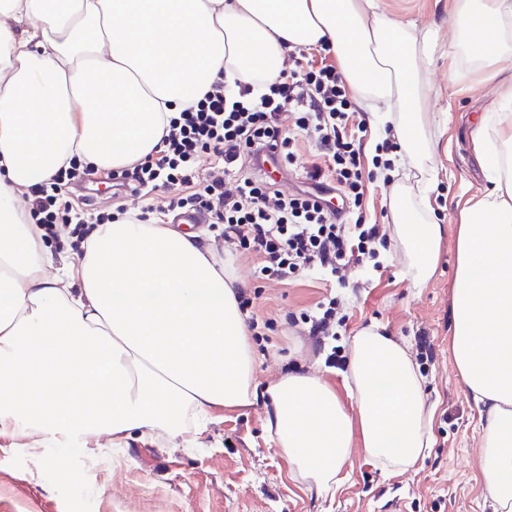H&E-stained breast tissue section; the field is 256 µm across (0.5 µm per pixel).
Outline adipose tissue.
Instances as JSON below:
<instances>
[{"label": "adipose tissue", "instance_id": "1", "mask_svg": "<svg viewBox=\"0 0 512 512\" xmlns=\"http://www.w3.org/2000/svg\"><path fill=\"white\" fill-rule=\"evenodd\" d=\"M512 0H474L466 36L512 61ZM328 45L354 99L382 103L404 151L424 139L427 37L375 0H0V422L75 439L119 441L148 427L179 437L218 408L252 404V348L233 281L195 233L99 225L75 261L53 257L15 205L70 159L120 168L155 152L173 113L217 80L227 92L278 80L286 51ZM488 192L460 214L451 351L484 420L482 480L493 512H512V113L475 132ZM419 190L431 168L417 162ZM393 209L416 282L434 270L442 226ZM357 418L317 375L268 386L270 440L321 492L353 441L387 469L430 448L432 411L408 346L378 328L353 338Z\"/></svg>", "mask_w": 512, "mask_h": 512}]
</instances>
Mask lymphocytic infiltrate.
<instances>
[{
	"mask_svg": "<svg viewBox=\"0 0 512 512\" xmlns=\"http://www.w3.org/2000/svg\"><path fill=\"white\" fill-rule=\"evenodd\" d=\"M289 65L279 81L256 78L239 85L235 94L215 82L197 102L170 119L161 148L123 171L132 195L159 184L181 187L167 211H204L209 223L223 225L232 254L255 259L256 278L278 282L317 279L345 283L347 273L378 258L387 237L377 224H347L328 211L319 193L336 186L346 199L360 204L366 164L381 167L382 157L396 151L394 137L378 146L365 161L361 141L349 135L350 125L365 129L366 120L349 99L337 67L324 59L289 53ZM313 138L317 152L306 172L309 187L292 194L277 189L262 164L277 152L283 165L292 164L296 142L290 130ZM78 175L77 166L59 169L49 185L32 188L30 214L45 237L68 225L77 244L93 231L64 188ZM317 351L327 363L339 358L335 338L340 319L335 299H323L315 315H303Z\"/></svg>",
	"mask_w": 512,
	"mask_h": 512,
	"instance_id": "lymphocytic-infiltrate-1",
	"label": "lymphocytic infiltrate"
}]
</instances>
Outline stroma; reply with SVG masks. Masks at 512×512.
Returning a JSON list of instances; mask_svg holds the SVG:
<instances>
[{"label": "stroma", "mask_w": 512, "mask_h": 512, "mask_svg": "<svg viewBox=\"0 0 512 512\" xmlns=\"http://www.w3.org/2000/svg\"><path fill=\"white\" fill-rule=\"evenodd\" d=\"M463 0H378L399 24L429 32L434 121L426 136L435 144L437 179L430 198L444 227L435 270L422 284L407 274L408 259L397 245L383 252L382 268L361 267L347 274L349 287L326 290L318 281L288 285L255 279L253 260L231 255L219 231L192 225L223 260L236 285L253 292L248 316L269 323L265 339L253 342L257 399L248 406L215 411L201 433L179 438L160 431L134 433L114 441L90 435L63 440L38 429L0 425V512H491L485 504L479 448L483 425L450 348L459 216L467 201L484 193L487 182L473 133L481 117L498 109V87L512 81V69L494 75L487 61H471L457 46L466 20ZM413 167L396 177L376 176L349 222L380 225L390 232L395 185L412 186ZM106 170L67 185L75 202L91 197L96 218L112 206ZM335 296L345 326L336 343L350 349L353 336L372 325L398 342L416 346L427 334L433 361L420 364L424 394L434 409L433 446L413 466L385 470L360 443L340 473L339 484L318 493L268 441L271 406L265 388L288 373H314L335 391L345 413L357 410L347 389L345 367H331L314 352L294 317L315 314L326 294Z\"/></svg>", "instance_id": "35a3bbf8"}]
</instances>
